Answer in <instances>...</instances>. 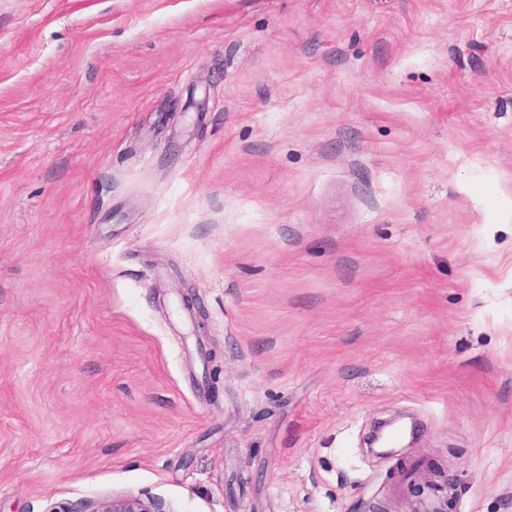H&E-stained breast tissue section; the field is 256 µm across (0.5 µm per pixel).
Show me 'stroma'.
<instances>
[{
	"instance_id": "obj_1",
	"label": "stroma",
	"mask_w": 512,
	"mask_h": 512,
	"mask_svg": "<svg viewBox=\"0 0 512 512\" xmlns=\"http://www.w3.org/2000/svg\"><path fill=\"white\" fill-rule=\"evenodd\" d=\"M124 494L512 512V0H0V512Z\"/></svg>"
}]
</instances>
